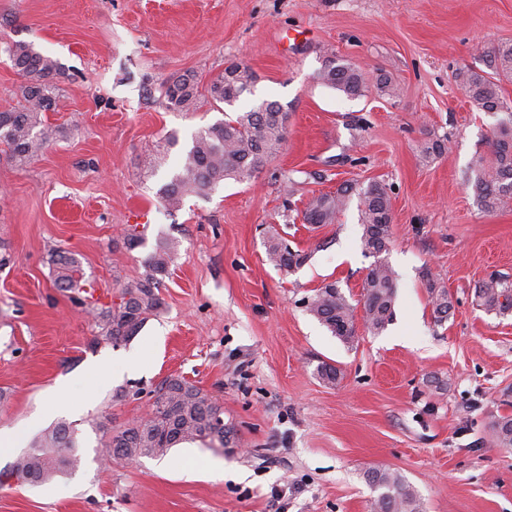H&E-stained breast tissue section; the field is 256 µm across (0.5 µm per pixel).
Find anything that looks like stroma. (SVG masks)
I'll list each match as a JSON object with an SVG mask.
<instances>
[{
    "mask_svg": "<svg viewBox=\"0 0 512 512\" xmlns=\"http://www.w3.org/2000/svg\"><path fill=\"white\" fill-rule=\"evenodd\" d=\"M1 41L58 61L42 119L66 134L23 168L0 143V429L23 431L0 455V512H372L374 468L401 473L425 512H512V447L489 437L512 416V313L475 302L483 280L512 277V204L484 211L465 186L500 117L455 81L459 66L483 68L479 48L512 43V0H0ZM328 49L389 77L396 96L321 84ZM233 62L258 77L237 109L280 103L286 142L249 181L169 209L161 186L224 114L209 101L169 108L162 85H205ZM443 135L447 149L422 161L421 143ZM373 181L391 196L395 317L379 334L358 326L348 346L306 300L331 282L359 298L372 260L358 202L321 226L302 212ZM272 229L308 253L303 266L267 261ZM165 239L179 247L160 277L163 308L127 344L94 345L92 309L148 274ZM60 250L82 264V301L54 285ZM428 271L454 300L441 324ZM323 361L340 369L336 385L316 376ZM170 375L223 403L236 445L102 463L99 423L144 416ZM59 391L71 411H50ZM61 422L76 430L79 468L37 486L10 476Z\"/></svg>",
    "mask_w": 512,
    "mask_h": 512,
    "instance_id": "35a3bbf8",
    "label": "stroma"
}]
</instances>
